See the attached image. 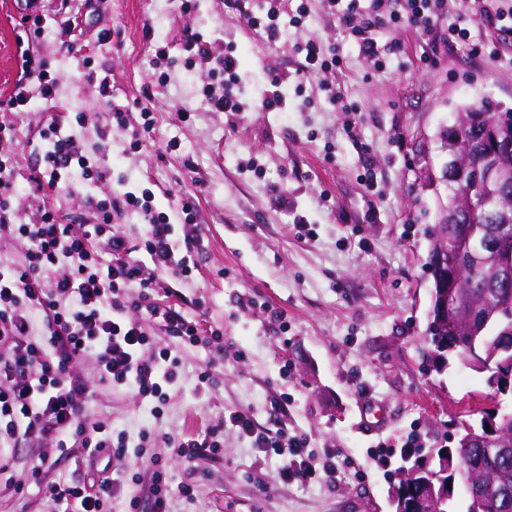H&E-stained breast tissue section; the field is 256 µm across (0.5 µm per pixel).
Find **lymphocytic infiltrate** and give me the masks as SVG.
I'll use <instances>...</instances> for the list:
<instances>
[{
  "instance_id": "lymphocytic-infiltrate-1",
  "label": "lymphocytic infiltrate",
  "mask_w": 512,
  "mask_h": 512,
  "mask_svg": "<svg viewBox=\"0 0 512 512\" xmlns=\"http://www.w3.org/2000/svg\"><path fill=\"white\" fill-rule=\"evenodd\" d=\"M240 12L275 43L287 28L303 25L308 8L302 2L295 11L285 12L279 0H261L260 9L244 5ZM188 48L216 77L202 87L210 109L243 111L235 52L213 55L210 41L197 32L190 34ZM36 94L45 103L57 101L46 61L27 47L18 52L17 78L0 105L19 115ZM83 129V114L69 124L47 114L39 132L40 164L28 177L29 196L40 220L24 224L12 205L15 129L0 125V239L28 243L20 261L0 262V490L14 495L24 494L27 484L13 474L19 441L48 439L60 453L80 448L93 460L128 453V433L88 423L86 411L96 393L85 375L75 372L78 360L93 358L100 381L161 404L177 382L180 359L168 347L151 350L146 321L182 343L198 342L204 333L198 320L156 301L168 278L190 276L193 256L204 247L191 202H183L173 213L161 212L153 207V191L145 187L106 200L88 199L87 212L77 216L60 215L51 206L49 198L59 189L78 193L108 173L100 156L89 150ZM131 208L142 220L134 239L113 223ZM38 320L44 328L36 336L32 330ZM229 421L253 447L280 458L282 480L312 482L336 471L335 454L310 451L304 434L259 426L241 411L232 412ZM45 476L44 464L33 465L30 481L45 485L51 512H105L122 486L118 477L73 484L49 483Z\"/></svg>"
}]
</instances>
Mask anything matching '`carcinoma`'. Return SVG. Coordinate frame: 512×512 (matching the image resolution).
Returning <instances> with one entry per match:
<instances>
[{
  "label": "carcinoma",
  "mask_w": 512,
  "mask_h": 512,
  "mask_svg": "<svg viewBox=\"0 0 512 512\" xmlns=\"http://www.w3.org/2000/svg\"><path fill=\"white\" fill-rule=\"evenodd\" d=\"M455 135L441 133V140L448 150V163L442 169V181L448 184V203L439 211L438 224L433 230V246L448 245V251L457 249L458 225L472 227L473 254L478 261L463 255L459 263V284L456 289H432L435 306L448 304V319L457 320L455 330L448 324L432 318L424 341L436 361L454 357L464 366H470L468 355L476 349L479 355L491 361V365L506 358L499 350V339L512 336V307L502 305L503 299H512V281L499 280L502 256L487 245L491 237V225H512V185L503 190L496 184L487 186V193L500 199L497 217L488 218L478 211L466 213L458 209L454 184L455 172L451 162L461 159L470 165L472 175H477L487 163L485 149L493 140H512V112H493L488 101L469 104L453 122ZM493 385L502 395L512 394V365L496 369ZM512 431V416L503 419L501 414H485L478 426L467 424L457 446L441 450L434 448L430 455L420 460L429 463L428 470L434 475L433 490H410L409 469L399 472L398 484L393 486L392 505L395 512H405L409 503L416 502V512H512V498H504L500 490L512 492V454H502L484 445L490 437L486 426ZM477 478L482 488L464 492V502L455 498L454 484H463Z\"/></svg>",
  "instance_id": "1"
}]
</instances>
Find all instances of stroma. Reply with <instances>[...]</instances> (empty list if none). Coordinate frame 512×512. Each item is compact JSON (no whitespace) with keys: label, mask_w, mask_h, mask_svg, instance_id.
I'll list each match as a JSON object with an SVG mask.
<instances>
[{"label":"stroma","mask_w":512,"mask_h":512,"mask_svg":"<svg viewBox=\"0 0 512 512\" xmlns=\"http://www.w3.org/2000/svg\"><path fill=\"white\" fill-rule=\"evenodd\" d=\"M402 2L385 0L358 19L378 46L397 47L379 69L322 0H310L303 26L274 44L250 42L236 0H195L187 14L173 0H105L85 26L109 23L111 37L87 66L47 24L38 50L58 98L69 112L84 113L87 143L111 167L110 180L94 183L89 195L101 199L122 181L141 180L157 210L193 201L205 248L191 277L170 280L169 301L220 332L225 348L180 345L181 378L158 418L131 391L100 382L91 361L79 363L97 392L92 417L145 439L142 452L97 463L126 480L111 512H129L133 490L138 512H153L147 486L137 482L151 455L166 462L169 512H392L390 475L407 456L410 435L429 448L453 440L460 422L512 411V399L495 397L485 374L455 361L433 370L420 350L432 307L431 231L437 202L448 197L439 134L465 104L486 100L494 111L512 110V32L487 22L483 0H449L446 22L426 35L407 20L390 21ZM22 14L18 0H0V92L17 76ZM459 22L481 53L447 38ZM192 31L209 37L217 55L251 44L252 60L242 66L246 111L209 110L201 93L208 68L191 64L187 49ZM310 38L335 48L341 65L297 75L296 46ZM160 51L170 60L162 81L152 67ZM271 70L288 80L286 110L261 105ZM104 78L112 85L108 102L98 95ZM333 92L341 104L330 101ZM112 102L153 112L155 125L138 149L125 150L116 136L99 140ZM183 109L189 121L179 120ZM44 119L39 103L23 116H0L16 129L22 175L38 164L30 143ZM252 158L260 171L243 172ZM429 175L436 188L426 187ZM298 215L312 238L297 236ZM203 367L212 382L199 391L195 374ZM283 393L288 408L271 415V400ZM372 401L386 414L376 429L361 418ZM234 411L302 432L314 452L333 449L350 464L332 479L286 483L279 458L251 448L229 425L218 454L189 463L168 446L171 438L204 436ZM43 455L49 480L86 482L82 449L62 455L27 443L17 449L16 479L27 481ZM184 484L193 485V498L181 496Z\"/></svg>","instance_id":"stroma-1"}]
</instances>
